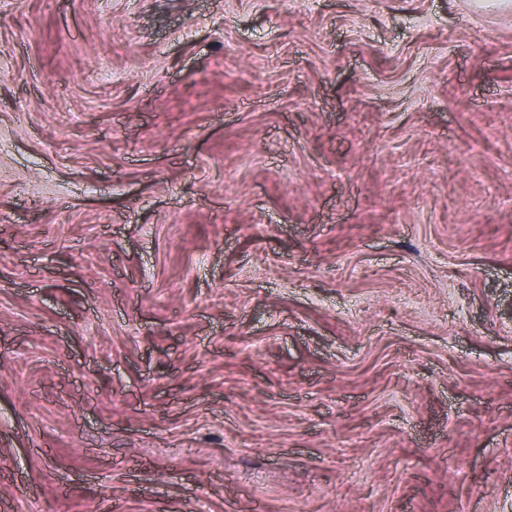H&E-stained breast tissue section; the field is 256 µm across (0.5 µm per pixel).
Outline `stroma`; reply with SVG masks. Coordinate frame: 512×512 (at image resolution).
I'll use <instances>...</instances> for the list:
<instances>
[{
	"label": "stroma",
	"instance_id": "obj_1",
	"mask_svg": "<svg viewBox=\"0 0 512 512\" xmlns=\"http://www.w3.org/2000/svg\"><path fill=\"white\" fill-rule=\"evenodd\" d=\"M0 512H512V0H0Z\"/></svg>",
	"mask_w": 512,
	"mask_h": 512
}]
</instances>
